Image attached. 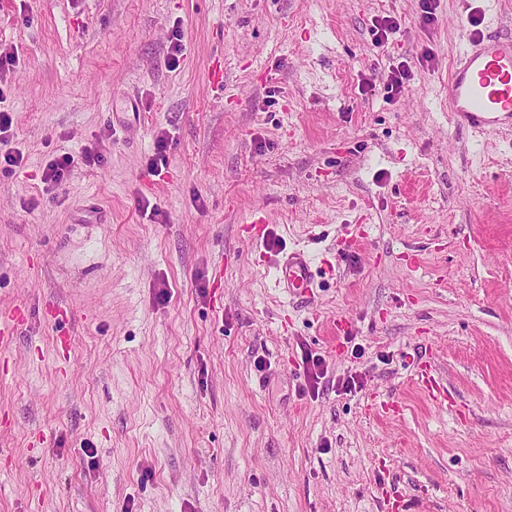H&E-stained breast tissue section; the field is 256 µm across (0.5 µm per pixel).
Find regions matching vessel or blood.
<instances>
[{"mask_svg":"<svg viewBox=\"0 0 512 512\" xmlns=\"http://www.w3.org/2000/svg\"><path fill=\"white\" fill-rule=\"evenodd\" d=\"M448 111L456 127L481 133L512 132V35L470 37L448 80ZM276 282L289 294L309 292L310 257L293 250L278 258Z\"/></svg>","mask_w":512,"mask_h":512,"instance_id":"b4317fda","label":"vessel or blood"}]
</instances>
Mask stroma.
I'll return each instance as SVG.
<instances>
[{
  "instance_id": "stroma-1",
  "label": "stroma",
  "mask_w": 512,
  "mask_h": 512,
  "mask_svg": "<svg viewBox=\"0 0 512 512\" xmlns=\"http://www.w3.org/2000/svg\"><path fill=\"white\" fill-rule=\"evenodd\" d=\"M436 15L0 0V316L26 314L0 341V512H512V134L448 113L467 34H512V0ZM294 249L307 300L274 284ZM99 157V155H92L87 148L82 149L79 156H74L73 153L60 154L47 164L43 173V181L59 185L62 183L67 172L78 164L79 159L84 163H90L91 161H99Z\"/></svg>"
}]
</instances>
